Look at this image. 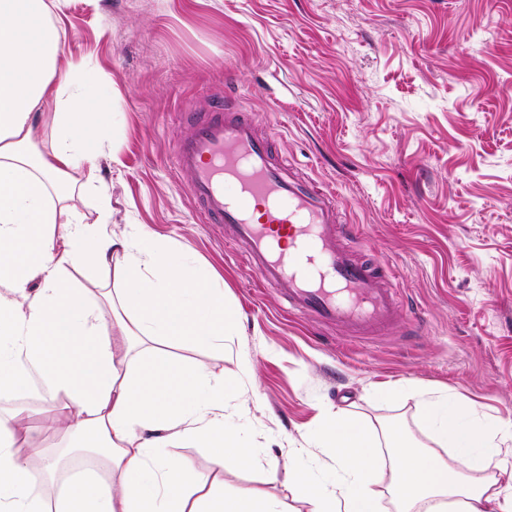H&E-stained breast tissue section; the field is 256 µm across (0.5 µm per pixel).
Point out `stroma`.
I'll list each match as a JSON object with an SVG mask.
<instances>
[{
	"label": "stroma",
	"instance_id": "1",
	"mask_svg": "<svg viewBox=\"0 0 512 512\" xmlns=\"http://www.w3.org/2000/svg\"><path fill=\"white\" fill-rule=\"evenodd\" d=\"M60 16L64 52L99 73L114 115L97 190L74 172L71 205L92 224L108 196L110 231L141 225L211 268L237 311L223 351L170 350L238 384L228 423L252 460L219 470L207 449L177 455L225 493L308 512L286 472L332 481L315 446L325 418L367 421L385 476L391 427L430 444L419 395L435 392L505 434L487 473L512 479V0H65ZM222 95L335 188L360 257L395 269L406 312L388 334L290 312L223 225L198 222L173 138Z\"/></svg>",
	"mask_w": 512,
	"mask_h": 512
}]
</instances>
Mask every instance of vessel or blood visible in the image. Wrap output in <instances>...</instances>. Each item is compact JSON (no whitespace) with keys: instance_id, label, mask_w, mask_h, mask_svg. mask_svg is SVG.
Listing matches in <instances>:
<instances>
[{"instance_id":"1","label":"vessel or blood","mask_w":512,"mask_h":512,"mask_svg":"<svg viewBox=\"0 0 512 512\" xmlns=\"http://www.w3.org/2000/svg\"><path fill=\"white\" fill-rule=\"evenodd\" d=\"M177 137L174 167L185 177L203 224H222L266 286L281 288L291 311L354 334H380L404 313L391 277L359 260L337 235L335 192H320L274 152V131L219 101L190 115Z\"/></svg>"}]
</instances>
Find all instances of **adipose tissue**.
<instances>
[{
	"instance_id": "1",
	"label": "adipose tissue",
	"mask_w": 512,
	"mask_h": 512,
	"mask_svg": "<svg viewBox=\"0 0 512 512\" xmlns=\"http://www.w3.org/2000/svg\"><path fill=\"white\" fill-rule=\"evenodd\" d=\"M60 29L47 0H0V512H284L280 501L218 491L216 478L170 454L209 449L216 467L247 462L226 425L236 389L206 367L176 361L163 342L223 348L238 317L211 272L141 225L91 232L68 203L71 178L96 171L113 123L87 61L59 78ZM47 129L46 147L36 132ZM67 231L58 251L55 226ZM119 266L121 286L91 292L73 268ZM40 288H31L32 280ZM38 375L63 426H24L15 402ZM421 424L445 459L394 431L389 490L396 512H512V485L485 477L499 432L448 396L427 395ZM336 480L289 474L310 512H379L374 432L347 411L321 428Z\"/></svg>"
}]
</instances>
